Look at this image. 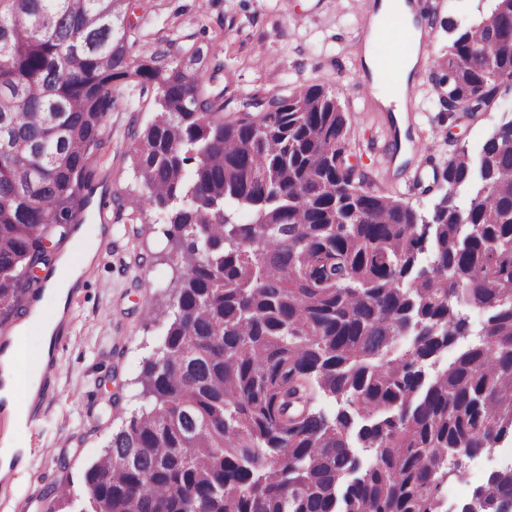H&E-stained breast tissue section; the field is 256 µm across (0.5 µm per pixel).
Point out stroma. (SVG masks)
<instances>
[{"label":"stroma","instance_id":"stroma-1","mask_svg":"<svg viewBox=\"0 0 512 512\" xmlns=\"http://www.w3.org/2000/svg\"><path fill=\"white\" fill-rule=\"evenodd\" d=\"M365 0H294L284 13L281 0H132L135 52L149 56L168 43L218 49L224 62L226 95H282L318 83L332 91L348 118L349 156L364 185L400 195L420 212L437 198L438 177L456 144L481 149L512 119V87L476 113L454 112L442 119L439 99L448 85V44L442 23L466 25L479 0H415L433 41L417 75V110L406 116L409 142H422L425 155L407 152L387 162V132L364 110L354 82L359 68L355 45L363 35ZM154 116L133 87L122 90L107 117L103 144L88 163L90 177L112 202L91 209L82 239L51 237V257L80 259L84 244L96 247V273L78 282L68 299L69 330L56 356V374L44 414L34 428L17 433L15 444L27 461L8 487L0 488V512H43L51 487L67 485L84 494V475L107 445L122 418L144 402L142 376L161 342L163 325L155 303L168 294L181 270L170 253L154 213L127 220L141 204L130 153L133 128ZM512 464V436L476 456L462 458L460 476L442 490L446 512H459L489 475Z\"/></svg>","mask_w":512,"mask_h":512}]
</instances>
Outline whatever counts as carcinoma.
<instances>
[{
  "label": "carcinoma",
  "mask_w": 512,
  "mask_h": 512,
  "mask_svg": "<svg viewBox=\"0 0 512 512\" xmlns=\"http://www.w3.org/2000/svg\"><path fill=\"white\" fill-rule=\"evenodd\" d=\"M129 10L0 0V320L23 274L50 265V225L83 223L88 161L127 82L156 107L133 132L142 210L189 256L160 310L146 406L87 470L86 512H442L459 459L512 434V120L478 156L449 154L443 181L466 198L443 194L425 236L402 198L349 178L347 117L323 86L226 117L204 90L217 54L141 58ZM442 26L457 105L492 83L488 43L512 74V0ZM462 303L485 313L479 331ZM460 512H512V466Z\"/></svg>",
  "instance_id": "cac0c4a2"
}]
</instances>
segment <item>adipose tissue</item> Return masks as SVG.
I'll list each match as a JSON object with an SVG mask.
<instances>
[{
  "label": "adipose tissue",
  "mask_w": 512,
  "mask_h": 512,
  "mask_svg": "<svg viewBox=\"0 0 512 512\" xmlns=\"http://www.w3.org/2000/svg\"><path fill=\"white\" fill-rule=\"evenodd\" d=\"M419 41L420 32L412 27L404 41L399 44L393 68L395 79L390 95L393 101L400 103L404 100L405 84L418 62ZM94 259L95 252L89 249L85 251L80 263H73L69 259L59 262L49 279V288L42 307L25 320L21 326L22 333H33L41 341H49L63 317L69 290L75 286L84 266L92 264ZM36 356V350L28 349L18 342L14 343L10 352L11 375L7 378L5 387L0 389V396L6 399L12 417L17 419L24 418L28 413L30 394L40 382L39 371L31 367Z\"/></svg>",
  "instance_id": "adipose-tissue-1"
}]
</instances>
